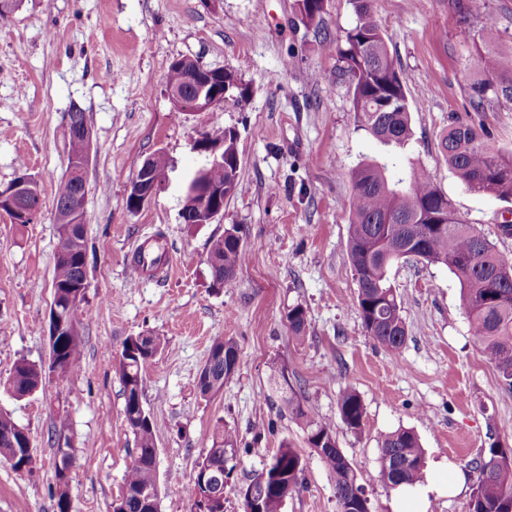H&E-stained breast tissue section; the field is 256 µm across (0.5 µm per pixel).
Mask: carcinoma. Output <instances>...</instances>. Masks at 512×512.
Listing matches in <instances>:
<instances>
[{"instance_id":"1","label":"carcinoma","mask_w":512,"mask_h":512,"mask_svg":"<svg viewBox=\"0 0 512 512\" xmlns=\"http://www.w3.org/2000/svg\"><path fill=\"white\" fill-rule=\"evenodd\" d=\"M355 25L336 39V75L348 81L353 109L362 113L365 127L387 146L403 147L412 137L406 90L396 61L388 51L385 35L376 19L371 0H351ZM326 15V0H295L292 23L321 31ZM480 40L493 47L500 39L497 24L488 19ZM194 60L182 57L169 65L167 84L191 89L189 76ZM484 78L471 86L475 110L486 101L512 102V68L491 50L480 57ZM484 128L455 122L442 138L448 166L471 192L512 201V151H494L485 141ZM211 142L224 141V165L207 169L205 179L224 187V195L235 194L240 162L237 135L232 129H212L202 133ZM385 163L372 161L352 173L351 222L348 227V256L358 284L357 304L362 326L379 346L393 356L400 354L408 337L401 301L388 272L393 261L406 255L408 260L444 265L458 280L463 305L468 314L473 339L494 366L503 385L512 390V263L506 262L473 224L462 220L448 197L438 188L431 174L422 167L392 180ZM84 184L64 175L56 188L55 217L58 221L59 250L52 283L62 290L80 288L87 280L86 245L73 250L66 235L69 217L76 216L74 233L85 235L86 212L75 213L74 206L84 200ZM241 230L233 225L212 241L209 257L211 287L220 289L231 283L241 268L246 251L237 240ZM288 330L302 341L307 332V313L297 304L288 310ZM57 358L61 359L59 377H71L81 368L79 333L58 337ZM157 336H129L123 341L119 378L123 387L124 415L133 433L136 458L124 483V499L113 512H151L144 493L157 490L156 443L153 424L146 413L142 396L143 371L158 353ZM237 348L230 341L218 340L210 350L203 371L210 372L214 384L199 386L207 396L220 391L237 370ZM53 368L26 360L18 361L4 384L16 398L35 392ZM291 395L286 399L288 412L308 431V443L314 448L335 483L338 512H370L369 499L359 482L353 464L338 447L335 428L315 420L307 398L298 396L282 377ZM339 414L346 429L361 428L364 406L357 393L345 390L338 401ZM19 425L10 414L0 412V461L17 472H32L33 456L23 446H14ZM237 436L217 425L211 448L197 469L213 467L222 478L236 465ZM305 463L301 454L286 442L280 445L265 470L256 472L238 489L244 512H282L284 500L303 484ZM425 450L410 429L399 428L381 444L379 481L389 490L426 481ZM476 482L470 512H512V448L491 446L480 460L472 463ZM56 512H70V478L56 473Z\"/></svg>"}]
</instances>
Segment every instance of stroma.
Returning <instances> with one entry per match:
<instances>
[{"instance_id": "35a3bbf8", "label": "stroma", "mask_w": 512, "mask_h": 512, "mask_svg": "<svg viewBox=\"0 0 512 512\" xmlns=\"http://www.w3.org/2000/svg\"><path fill=\"white\" fill-rule=\"evenodd\" d=\"M373 9L405 82L413 136L401 149L365 130L328 43L292 25L294 0H23L0 26V191L23 172L41 189L34 223L22 227L0 213V410L25 429L36 457L29 474L0 462V512H56L55 450L65 437L75 446L70 512H112L135 455L116 367L123 341L140 334L163 343L145 367L143 395L156 433L160 512H190L186 488L219 424L238 437L224 512H243L238 488L284 442L306 470L283 512H337L333 480L274 385L283 371L316 419L335 425L371 512H393L395 494L377 473L384 437L401 427L418 435L427 462H448L466 476L459 493L431 496L427 512H469L471 461L493 445L512 448V391L471 336L447 267H391L409 331L400 360L366 335L347 252L351 173L368 161L390 162L394 175L422 166L457 214L512 262V236L499 229L512 204L465 189L441 149L458 119L484 126L492 148H512V103L470 106L480 29L494 17L500 48L512 50V0H373ZM182 57L232 71L245 100L175 115L166 75ZM76 106L92 133L82 368L18 399L2 386L15 363L48 357L54 196ZM217 128L238 134V188L223 217L187 224L186 185L202 165L191 143ZM157 152L166 179L143 209L129 212L128 186ZM233 225L247 261L218 291L207 256ZM154 241L169 273L132 280L134 249ZM296 304L307 312L301 342L286 321ZM222 338L235 344L238 368L218 393L201 395L199 374ZM347 388L365 409L356 433L337 407Z\"/></svg>"}]
</instances>
